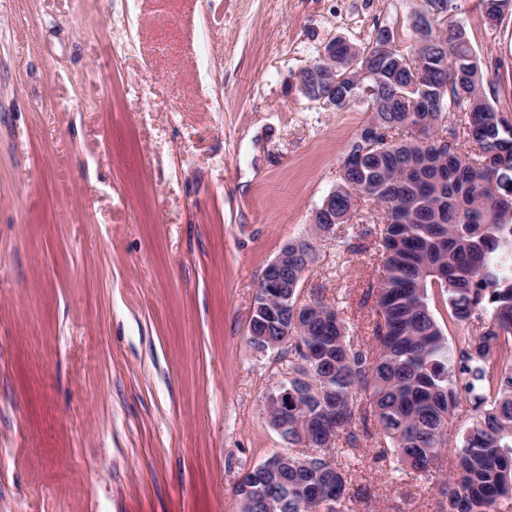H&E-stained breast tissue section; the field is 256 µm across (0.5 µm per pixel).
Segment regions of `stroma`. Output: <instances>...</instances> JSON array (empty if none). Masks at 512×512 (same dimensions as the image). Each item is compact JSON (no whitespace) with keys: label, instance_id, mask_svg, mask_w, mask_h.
Wrapping results in <instances>:
<instances>
[{"label":"stroma","instance_id":"stroma-1","mask_svg":"<svg viewBox=\"0 0 512 512\" xmlns=\"http://www.w3.org/2000/svg\"><path fill=\"white\" fill-rule=\"evenodd\" d=\"M486 100L512 116V12L454 0ZM423 0H0V512H240L241 473L292 452L264 398L256 283L289 243L366 341L376 235L315 210L370 118L309 100L330 41L415 43ZM132 49L113 56L112 28ZM350 452L344 512H443L439 479Z\"/></svg>","mask_w":512,"mask_h":512}]
</instances>
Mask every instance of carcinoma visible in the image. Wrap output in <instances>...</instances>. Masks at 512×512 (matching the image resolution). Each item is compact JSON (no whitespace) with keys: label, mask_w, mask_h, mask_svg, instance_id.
I'll return each instance as SVG.
<instances>
[{"label":"carcinoma","mask_w":512,"mask_h":512,"mask_svg":"<svg viewBox=\"0 0 512 512\" xmlns=\"http://www.w3.org/2000/svg\"><path fill=\"white\" fill-rule=\"evenodd\" d=\"M448 14V39L423 40L419 56L427 68L418 80L399 66L405 54L376 47L395 44L390 28L378 30L361 53L336 40V66L315 60L298 83L336 97L371 105L373 86L386 94L371 119L390 132L410 123L437 124L448 113L465 118L467 153L453 143L406 140L364 153L360 138L349 145L336 186V225L347 224L361 193L381 208L376 234L383 252L378 279L374 344L355 348L342 312L314 297L313 317L273 346L249 342L256 352L288 350V386L303 405L288 414L282 437L300 448L288 454V469L271 485L255 474L253 496H284L282 512H309L324 501L325 512H342L348 496V462L339 444L356 441L357 424L376 426L381 457L396 471L427 475L448 449V429L462 395L478 415L456 436L442 488L448 512H496L512 497V188H492L502 166L512 168V118L496 111L480 92L482 73L463 27L453 19V0H424ZM512 0H479L495 28ZM299 256L288 268V309L297 303L314 247L297 242ZM439 289L450 320L479 330L448 341L429 306ZM369 393L357 407L355 391Z\"/></svg>","instance_id":"carcinoma-1"}]
</instances>
